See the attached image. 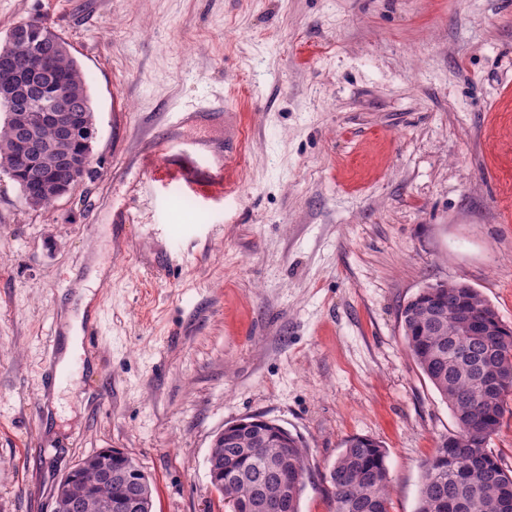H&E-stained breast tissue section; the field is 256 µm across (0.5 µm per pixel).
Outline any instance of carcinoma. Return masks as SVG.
Returning a JSON list of instances; mask_svg holds the SVG:
<instances>
[{
	"label": "carcinoma",
	"mask_w": 512,
	"mask_h": 512,
	"mask_svg": "<svg viewBox=\"0 0 512 512\" xmlns=\"http://www.w3.org/2000/svg\"><path fill=\"white\" fill-rule=\"evenodd\" d=\"M10 40L0 43V87L6 84L21 91L27 88L34 65L35 44L55 55L51 78L65 84L61 104L85 114L80 129L68 142L58 139L52 128L41 132L47 150L37 168L29 169L15 149V128L8 105L0 100V171L17 185L39 180L40 188L27 205L45 207L61 197L62 185L70 179L57 164V154L68 152L81 157L79 142L92 143L96 127L84 76L72 56L69 44L53 28L40 22L37 30L15 25ZM494 307L476 289L463 283L425 287L401 310L405 340L416 364L447 402L457 431L443 437L434 454L423 461L422 483L416 512H444L442 497H452L463 512H512V468L487 450L498 431L508 401L512 399V329L502 328L487 336H465L463 326L485 321ZM268 430L254 425L238 430L237 446L224 449V480L214 488L224 499V508L242 498L258 496V501H280V512H299L304 489L306 448L299 437L276 430L277 436L263 445L254 438ZM387 451L380 442L352 436L330 474L334 512H389V472ZM98 485V498L83 512H101L99 502L120 488L98 484L97 474L80 471L78 483Z\"/></svg>",
	"instance_id": "obj_1"
}]
</instances>
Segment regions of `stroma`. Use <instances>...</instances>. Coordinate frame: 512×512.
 I'll list each match as a JSON object with an SVG mask.
<instances>
[{
  "label": "stroma",
  "mask_w": 512,
  "mask_h": 512,
  "mask_svg": "<svg viewBox=\"0 0 512 512\" xmlns=\"http://www.w3.org/2000/svg\"><path fill=\"white\" fill-rule=\"evenodd\" d=\"M28 20L83 72L95 177L32 208L0 173V512H52L104 448L153 512H224L207 458L251 415L303 441L300 512H333L354 435L387 450L389 512H415L457 426L401 308L464 282L512 327V0H0V39ZM228 127L223 164L199 146ZM75 320L96 346L55 390Z\"/></svg>",
  "instance_id": "stroma-1"
}]
</instances>
